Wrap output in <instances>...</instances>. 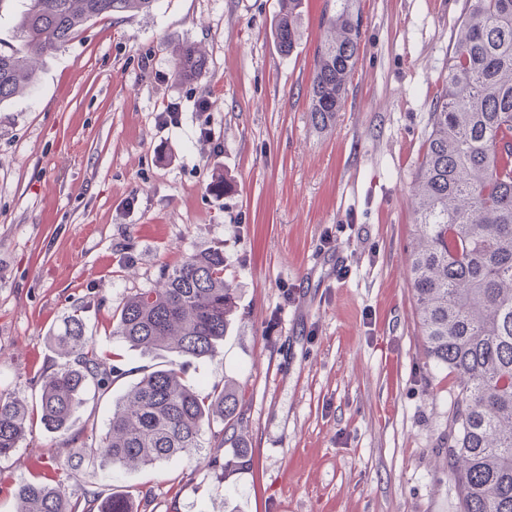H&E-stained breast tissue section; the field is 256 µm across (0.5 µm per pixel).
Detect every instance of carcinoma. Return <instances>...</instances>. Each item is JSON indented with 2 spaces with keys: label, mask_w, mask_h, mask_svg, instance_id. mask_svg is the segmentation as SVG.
Returning a JSON list of instances; mask_svg holds the SVG:
<instances>
[{
  "label": "carcinoma",
  "mask_w": 512,
  "mask_h": 512,
  "mask_svg": "<svg viewBox=\"0 0 512 512\" xmlns=\"http://www.w3.org/2000/svg\"><path fill=\"white\" fill-rule=\"evenodd\" d=\"M158 0H25L18 45L0 50V103L36 85L32 58L53 54L102 16L150 13ZM271 25L275 49L291 54L301 39L302 0H279ZM322 23L327 36L313 52L309 112L328 127L345 101L361 50V17L353 0H333ZM448 77L430 112V131L412 195L414 243L409 285L424 351L455 379L448 459L457 512H512V0H467ZM209 61L191 43L173 48V75L189 82ZM160 288L128 295L112 312V335L144 353L181 359L143 373L112 405L97 439L76 427L89 388L107 390L121 372L119 356H100L81 310L66 316L50 340L65 364L43 376L36 411L46 430H65L78 444L54 475L18 485V512H132L125 493L83 509L68 496L80 471L95 462L137 471L172 457H192L211 431L224 447L219 419L239 418L233 383L210 390L186 384L184 365L212 359L235 309L224 281V252L189 254L161 272ZM27 404L0 391V459L25 439Z\"/></svg>",
  "instance_id": "obj_1"
}]
</instances>
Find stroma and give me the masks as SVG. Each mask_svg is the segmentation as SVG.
<instances>
[{"label":"stroma","mask_w":512,"mask_h":512,"mask_svg":"<svg viewBox=\"0 0 512 512\" xmlns=\"http://www.w3.org/2000/svg\"><path fill=\"white\" fill-rule=\"evenodd\" d=\"M466 2L355 0L360 59L325 129L308 112L324 0H303L286 57L270 36L278 0L101 17L37 61L32 93L0 105V391L37 403L61 363L49 333L81 309L97 350L122 357L123 376L77 418L102 431L113 400L170 361L113 336L125 297L215 248L236 294L218 356L185 380L236 384L249 465L208 466L205 447L135 473L91 466L73 498L123 488L135 512H456L441 454L452 379L423 352L407 259L411 186ZM182 42L207 54L205 77L173 81ZM215 176L227 193L208 190ZM71 448L68 432L34 425L0 459V512Z\"/></svg>","instance_id":"obj_1"}]
</instances>
